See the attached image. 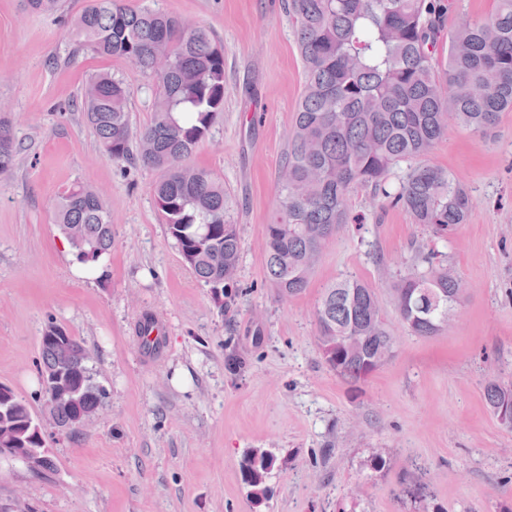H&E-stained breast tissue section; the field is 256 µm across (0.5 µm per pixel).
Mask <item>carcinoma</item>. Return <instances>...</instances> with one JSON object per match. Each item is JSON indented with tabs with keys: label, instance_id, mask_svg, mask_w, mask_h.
Returning <instances> with one entry per match:
<instances>
[{
	"label": "carcinoma",
	"instance_id": "obj_1",
	"mask_svg": "<svg viewBox=\"0 0 512 512\" xmlns=\"http://www.w3.org/2000/svg\"><path fill=\"white\" fill-rule=\"evenodd\" d=\"M54 15L61 0H27ZM296 21L303 88L277 182L276 206L265 225V270L285 296L306 288L336 227L347 218L351 191L369 187L402 207L435 238H451L474 202L447 170L426 157L451 125L486 138L500 113L512 110V0L494 14L466 18L448 33L442 22L456 0H288ZM77 46L128 62L148 78L154 96L149 125L133 131L130 92L108 72L90 78L84 116L115 162L157 171L152 196L168 234L197 281L213 290L234 286L241 255L233 201L224 183L190 158L224 110V51L204 26H188L160 10H133L124 0H91L72 23ZM19 152L12 122L0 118V175ZM405 167L397 181L394 169ZM55 223L83 263L112 249L111 212L98 193L78 182L54 206ZM398 321L414 336H434L441 316L461 303L460 282L435 250H416L395 275ZM319 336H339L325 363L348 382H361L392 355L394 340L369 283L347 278L325 289L315 312ZM40 340V374L56 375L44 397L53 421L74 430L103 397L80 339L50 322ZM483 398L496 416L512 414V383L488 381ZM48 447L28 403L0 385V448L25 453ZM273 453L248 451L241 463L248 497L270 495Z\"/></svg>",
	"mask_w": 512,
	"mask_h": 512
}]
</instances>
